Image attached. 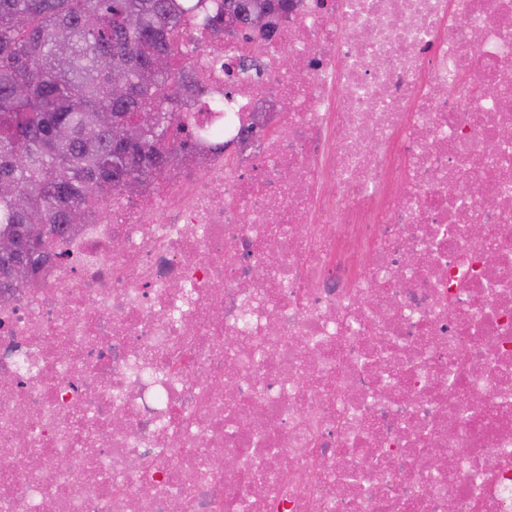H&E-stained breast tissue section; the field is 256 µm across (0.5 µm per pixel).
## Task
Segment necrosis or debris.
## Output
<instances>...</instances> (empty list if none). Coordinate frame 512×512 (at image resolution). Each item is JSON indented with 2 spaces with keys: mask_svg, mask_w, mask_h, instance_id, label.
I'll list each match as a JSON object with an SVG mask.
<instances>
[{
  "mask_svg": "<svg viewBox=\"0 0 512 512\" xmlns=\"http://www.w3.org/2000/svg\"><path fill=\"white\" fill-rule=\"evenodd\" d=\"M276 23L0 293V512H512V0Z\"/></svg>",
  "mask_w": 512,
  "mask_h": 512,
  "instance_id": "1",
  "label": "necrosis or debris"
}]
</instances>
